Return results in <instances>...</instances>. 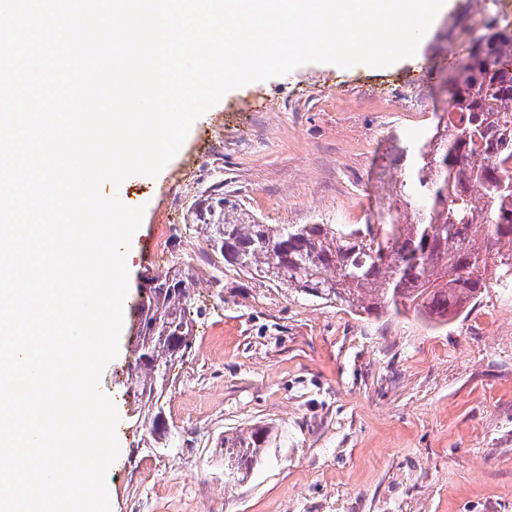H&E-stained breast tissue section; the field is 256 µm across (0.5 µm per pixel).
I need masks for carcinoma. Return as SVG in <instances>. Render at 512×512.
<instances>
[{"instance_id": "1", "label": "carcinoma", "mask_w": 512, "mask_h": 512, "mask_svg": "<svg viewBox=\"0 0 512 512\" xmlns=\"http://www.w3.org/2000/svg\"><path fill=\"white\" fill-rule=\"evenodd\" d=\"M483 48L449 80L448 112L395 180L370 224H263L224 196L194 212L211 250L303 298L358 315L450 321L489 288L512 284V30L487 26ZM136 345V412L152 411L169 363L191 348L189 274L151 277ZM269 445L254 428L224 436L243 478Z\"/></svg>"}]
</instances>
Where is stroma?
<instances>
[{
	"instance_id": "35a3bbf8",
	"label": "stroma",
	"mask_w": 512,
	"mask_h": 512,
	"mask_svg": "<svg viewBox=\"0 0 512 512\" xmlns=\"http://www.w3.org/2000/svg\"><path fill=\"white\" fill-rule=\"evenodd\" d=\"M447 2L414 57L309 63L228 92L157 177L129 185L144 215L125 305L187 269L194 327L168 369L158 442L135 413L138 322L125 316L100 378L119 414L111 512H512V288L445 324L366 318L225 263L191 218L219 190L265 224L376 220L396 158L448 107L442 60L466 63L501 22L497 0ZM254 426L270 447L225 482V435Z\"/></svg>"
}]
</instances>
